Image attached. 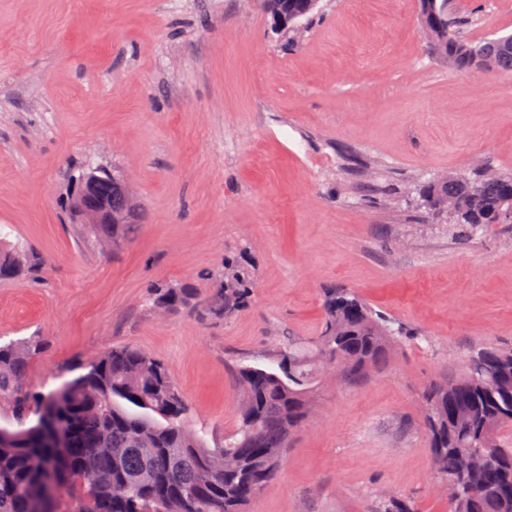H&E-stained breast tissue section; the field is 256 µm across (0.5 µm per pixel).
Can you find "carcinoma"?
I'll return each instance as SVG.
<instances>
[{
  "label": "carcinoma",
  "instance_id": "cac0c4a2",
  "mask_svg": "<svg viewBox=\"0 0 512 512\" xmlns=\"http://www.w3.org/2000/svg\"><path fill=\"white\" fill-rule=\"evenodd\" d=\"M320 0H258L277 31L294 30ZM430 48L460 73L512 74V35L478 41L452 30L448 0H419ZM436 211L451 213L453 230L472 237L483 224H504L512 211V173L448 176L424 191ZM33 253L0 237V279L28 274ZM249 273L224 269V285L205 309L232 315L248 297ZM188 300L183 289L158 294L156 304ZM325 321L310 347L288 343L284 368L238 369L239 422L211 447L191 427L190 408L171 372L130 346L104 352L87 371L47 393L25 386L30 337L0 345V400L9 401L17 428L0 427V512H245L278 473L288 440L312 412L313 369L320 361L352 377L381 359L408 334L393 317L355 292L324 293ZM424 425L438 479H455L451 512H512V344H488L460 378L432 385L424 396ZM35 415L29 425L27 418ZM53 478L75 490L62 509L48 491Z\"/></svg>",
  "mask_w": 512,
  "mask_h": 512
}]
</instances>
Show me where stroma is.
<instances>
[{"instance_id":"stroma-1","label":"stroma","mask_w":512,"mask_h":512,"mask_svg":"<svg viewBox=\"0 0 512 512\" xmlns=\"http://www.w3.org/2000/svg\"><path fill=\"white\" fill-rule=\"evenodd\" d=\"M463 36L512 33V0H449ZM118 171L141 206L112 244L72 223L79 169ZM512 172V75L449 69L418 0H320L275 34L256 0H0V225L41 264L0 280V342L44 347L46 392L115 346L164 363L218 444L235 372L314 343L348 288L410 332L361 380L319 371L315 407L247 512H448L422 426L430 385L512 340V224L472 241L421 186ZM254 280L204 311L225 265ZM190 300L161 309L157 290Z\"/></svg>"}]
</instances>
